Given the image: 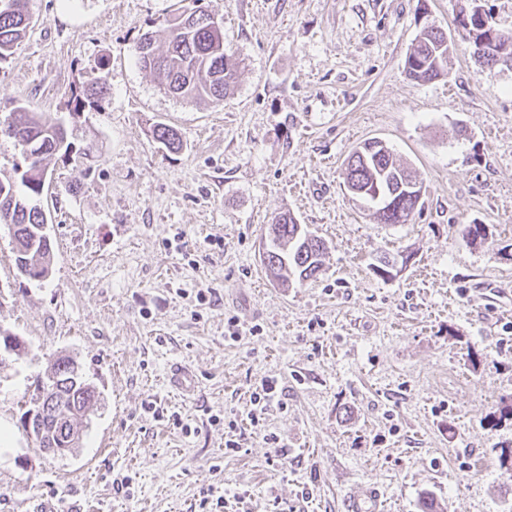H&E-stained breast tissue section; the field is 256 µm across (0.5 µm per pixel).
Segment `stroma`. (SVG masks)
<instances>
[{"label":"stroma","instance_id":"1","mask_svg":"<svg viewBox=\"0 0 512 512\" xmlns=\"http://www.w3.org/2000/svg\"><path fill=\"white\" fill-rule=\"evenodd\" d=\"M175 2L30 0L0 62V118L63 117L70 144L46 161L47 281L18 274L0 229V328L26 346L0 348L15 441L0 512H343L374 492L380 512H512V70L480 66L458 33L476 4L512 29V0H203L238 63L219 106L169 97L136 62ZM427 25L453 42L448 74L416 82L405 61ZM101 79V106L72 111ZM158 122L181 150L153 140ZM374 138L423 183L408 223H377L344 188L345 160ZM283 211L327 247L292 288L261 257ZM468 224L488 238L471 243ZM233 315L260 333L225 338ZM59 351L101 393L63 458L23 426ZM175 362L198 378L185 398ZM266 376L280 403L225 452Z\"/></svg>","mask_w":512,"mask_h":512}]
</instances>
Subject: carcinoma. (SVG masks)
<instances>
[{
	"label": "carcinoma",
	"mask_w": 512,
	"mask_h": 512,
	"mask_svg": "<svg viewBox=\"0 0 512 512\" xmlns=\"http://www.w3.org/2000/svg\"><path fill=\"white\" fill-rule=\"evenodd\" d=\"M180 6L174 10L166 27L167 44L159 52L149 43L138 41L135 49L140 67L160 80V88L175 98L208 101L221 104L234 89L236 64L226 48L224 37L210 26L211 13L198 6ZM29 0H0V61L11 56L24 40L30 26ZM452 42L447 33L426 26L418 35L405 62L408 77L417 82H429L448 72V56ZM492 58L512 62V31L505 32L493 49ZM107 93L106 82L85 89L75 96L82 105L101 101ZM19 131L17 142L23 150L47 157L66 150L62 143L61 121L47 112H32L20 105L15 108ZM152 138L168 150L181 147L178 131L167 124L156 123ZM409 168L398 163L392 149L379 141H370L354 150L346 161L345 186L364 190L359 198L372 204L375 196L385 200V211L377 216L380 224H405L420 204L422 183L414 181ZM25 191L20 193L10 182L0 180V226L12 234L14 262L18 273L29 271L28 279L47 280L51 273L53 249L51 240L40 231L48 223L39 205L44 183L42 175L33 174L21 180ZM325 243L309 237L305 225L297 223L289 212L281 213L271 225L265 246L268 266L265 271L282 287L294 282L303 283L316 277L321 268ZM58 377L51 390L56 411L72 413V409L98 404L100 392L83 376L71 374L70 359L62 358L52 364Z\"/></svg>",
	"instance_id": "1"
}]
</instances>
